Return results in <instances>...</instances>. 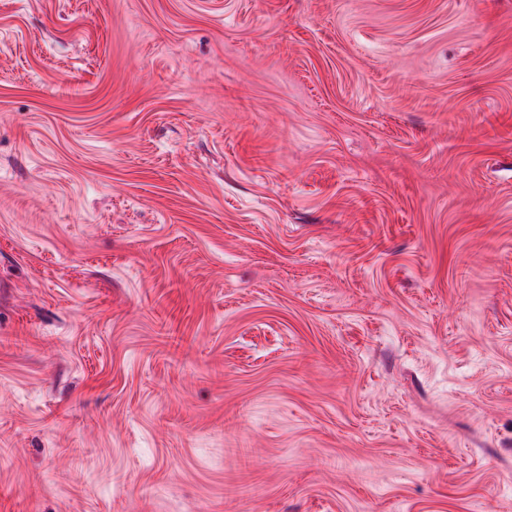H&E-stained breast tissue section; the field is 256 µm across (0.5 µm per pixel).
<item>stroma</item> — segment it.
I'll use <instances>...</instances> for the list:
<instances>
[{"label": "stroma", "mask_w": 512, "mask_h": 512, "mask_svg": "<svg viewBox=\"0 0 512 512\" xmlns=\"http://www.w3.org/2000/svg\"><path fill=\"white\" fill-rule=\"evenodd\" d=\"M0 512H512V0H0Z\"/></svg>", "instance_id": "1"}]
</instances>
